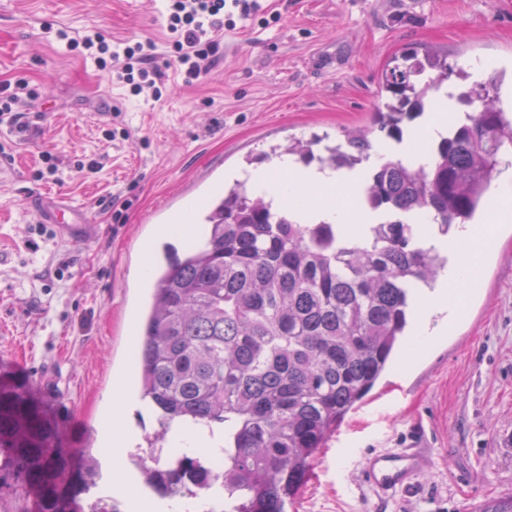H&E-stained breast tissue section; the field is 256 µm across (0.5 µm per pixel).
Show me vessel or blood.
Listing matches in <instances>:
<instances>
[{"instance_id": "1", "label": "vessel or blood", "mask_w": 512, "mask_h": 512, "mask_svg": "<svg viewBox=\"0 0 512 512\" xmlns=\"http://www.w3.org/2000/svg\"><path fill=\"white\" fill-rule=\"evenodd\" d=\"M38 214L41 221L51 225L56 236L65 242H86L98 232L97 226L86 222L83 211L61 198L42 203ZM431 463L429 452L416 442L404 448L369 454L359 474L362 482L385 498L412 484Z\"/></svg>"}]
</instances>
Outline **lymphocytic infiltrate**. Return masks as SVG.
Listing matches in <instances>:
<instances>
[{
    "mask_svg": "<svg viewBox=\"0 0 512 512\" xmlns=\"http://www.w3.org/2000/svg\"><path fill=\"white\" fill-rule=\"evenodd\" d=\"M263 12L260 0H167L164 18L170 39L162 64L149 41L112 44L96 31L84 35L81 43L96 50L98 66L113 72L133 94L157 101L163 95L164 68L183 72L189 84L202 79L224 54L225 32L244 20L267 26Z\"/></svg>",
    "mask_w": 512,
    "mask_h": 512,
    "instance_id": "1",
    "label": "lymphocytic infiltrate"
}]
</instances>
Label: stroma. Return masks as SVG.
Returning a JSON list of instances; mask_svg holds the SVG:
<instances>
[{"instance_id":"35a3bbf8","label":"stroma","mask_w":512,"mask_h":512,"mask_svg":"<svg viewBox=\"0 0 512 512\" xmlns=\"http://www.w3.org/2000/svg\"><path fill=\"white\" fill-rule=\"evenodd\" d=\"M280 20L224 37L203 82L167 69L160 101L132 95L67 37L149 40L167 52L163 0H0V83L37 92L0 121V375L25 385L66 448L100 437L124 389L129 450L145 447L130 378L145 257L183 248L165 229L246 155L289 137L370 126L380 77L402 51L491 58L512 71V0H270ZM51 155L58 171L34 176ZM98 160L99 169L77 172ZM492 188L490 245L454 319L421 308L432 338L405 358L316 451L296 512H467L512 494V168ZM83 208L99 234L57 240L31 204ZM125 220H114L115 212ZM429 445L423 476L380 502L356 478L364 456Z\"/></svg>"}]
</instances>
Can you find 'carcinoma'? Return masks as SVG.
Instances as JSON below:
<instances>
[{
	"instance_id": "carcinoma-1",
	"label": "carcinoma",
	"mask_w": 512,
	"mask_h": 512,
	"mask_svg": "<svg viewBox=\"0 0 512 512\" xmlns=\"http://www.w3.org/2000/svg\"><path fill=\"white\" fill-rule=\"evenodd\" d=\"M381 77L385 101L372 126L293 137L251 164L284 155L332 169H359V206L396 218L344 224L300 218L236 180L215 191L194 242L156 261L139 317L135 372L157 447L188 425L217 447L177 452L153 465L130 457L141 485L160 497L204 494L211 512H286L318 448L359 407L407 347L410 321L448 267V253L422 247L425 212L441 235L490 203L501 162L512 156V114L497 84L462 64L415 51ZM475 106L452 117L426 165L390 158L365 169L377 134L397 144L443 87ZM224 473L208 470L212 457ZM99 455L63 448L28 389L0 379V512H117L112 498L83 503L98 487Z\"/></svg>"
}]
</instances>
